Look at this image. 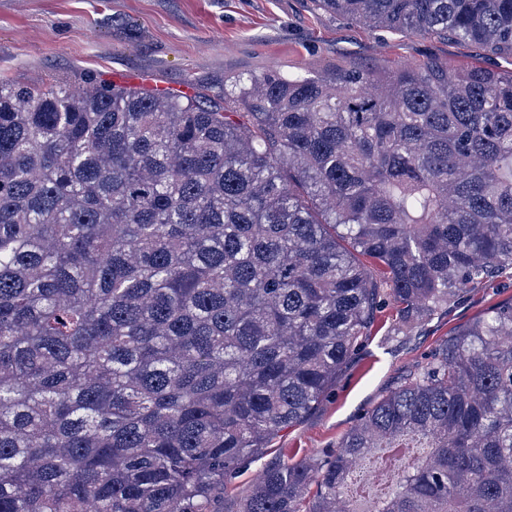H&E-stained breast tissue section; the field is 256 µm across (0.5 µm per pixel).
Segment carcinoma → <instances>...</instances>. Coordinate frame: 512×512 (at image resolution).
Masks as SVG:
<instances>
[{"mask_svg":"<svg viewBox=\"0 0 512 512\" xmlns=\"http://www.w3.org/2000/svg\"><path fill=\"white\" fill-rule=\"evenodd\" d=\"M318 4L512 55V0ZM506 269L512 71L234 75L222 109L0 80V512H224L381 288L410 336ZM240 512H512V301Z\"/></svg>","mask_w":512,"mask_h":512,"instance_id":"cac0c4a2","label":"carcinoma"}]
</instances>
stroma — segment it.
Segmentation results:
<instances>
[{
	"mask_svg": "<svg viewBox=\"0 0 512 512\" xmlns=\"http://www.w3.org/2000/svg\"><path fill=\"white\" fill-rule=\"evenodd\" d=\"M439 61L452 69L512 70V56L436 35L370 30L315 0H0V78L82 85L88 78L224 102V79L269 70L325 76ZM512 300V270L461 295L413 335L393 333L384 299L369 336L304 419L224 480V512H239L257 475L332 453L358 419L454 329Z\"/></svg>",
	"mask_w": 512,
	"mask_h": 512,
	"instance_id": "obj_1",
	"label": "stroma"
}]
</instances>
